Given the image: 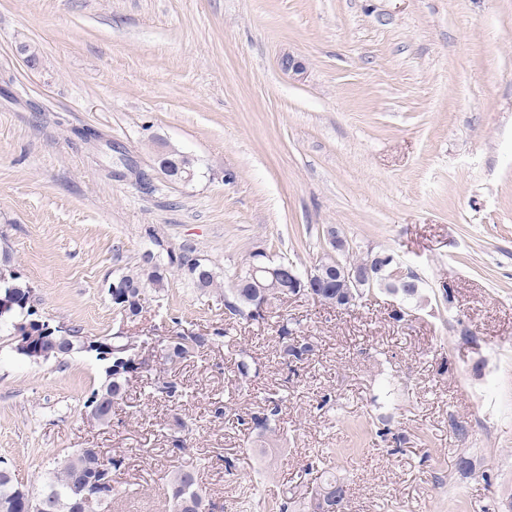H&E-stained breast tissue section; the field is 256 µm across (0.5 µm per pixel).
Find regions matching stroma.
Returning <instances> with one entry per match:
<instances>
[{"instance_id": "stroma-1", "label": "stroma", "mask_w": 512, "mask_h": 512, "mask_svg": "<svg viewBox=\"0 0 512 512\" xmlns=\"http://www.w3.org/2000/svg\"><path fill=\"white\" fill-rule=\"evenodd\" d=\"M162 142L194 159L192 182L163 174ZM332 227L414 271L421 303L303 295L225 321L250 253L304 271ZM158 241L199 251L220 285L172 273L123 319L108 285ZM5 252L42 319L86 336L231 328L173 367L180 400L141 372L106 426L86 408L93 354L36 363L0 335V460L21 483L97 448L123 460L110 512H169L189 462L224 512H310L326 463L345 512H496L512 494V0H0ZM285 318L313 347L292 369ZM271 393L275 431L235 423Z\"/></svg>"}]
</instances>
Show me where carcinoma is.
<instances>
[{"mask_svg": "<svg viewBox=\"0 0 512 512\" xmlns=\"http://www.w3.org/2000/svg\"><path fill=\"white\" fill-rule=\"evenodd\" d=\"M266 260L268 255L262 251L250 255L239 272L234 274V280L224 289V308L229 310V318L262 323L267 319L268 309L257 308L260 297L264 294L269 295L270 303L273 304L289 296L286 282L275 285L270 279H252L251 263ZM196 261L198 258L190 249L178 254L169 251L164 257H155L153 271L147 273L140 266L135 271L121 274L112 285L116 287L117 292H128L132 297L145 295L150 290L157 294L164 291L168 281L167 274L174 268L201 291L218 287L216 272L209 265L203 263L200 270L188 272V267ZM318 264L320 276L324 280L323 287L320 288L321 303L345 309L356 305L370 293L368 288L349 291L336 287V262L325 257L320 259ZM9 289L17 295L18 303L4 312L0 311V331L7 332L12 339L11 345L14 346L16 330L33 315L27 302H35L36 296L30 288V282L21 277L16 278L9 287H0L2 292ZM224 336V328L214 330L211 335L181 334V342L173 348L167 347V340L164 339L160 344L161 360L166 363L183 360ZM55 340L56 345L42 347V353L34 355V358L47 361L83 350L84 336L81 329L76 326L67 327V335L58 334ZM237 369L240 379L244 382L250 380L251 374L257 373V364L244 349L238 350ZM127 383L128 379L123 376L108 373L100 387L91 392V396L97 398L102 423H110L112 406L123 399ZM156 391L172 400L182 397V389L176 379L165 373L158 375ZM266 402V412L253 416V419L262 421L265 432L279 415V400L269 397ZM121 465V460L101 457L91 448L78 449L56 461L48 472L39 476L41 485L36 493L18 482L10 467L0 465V512H110L112 498L118 494V487L111 488L106 484L98 487L97 496L89 506L74 496V488L79 484L87 485L93 480L98 482L104 474L113 482ZM347 491V485L329 472L324 475L318 486V500L342 507ZM167 495L173 512H209V500L200 486L196 467L191 464L181 466L171 474Z\"/></svg>", "mask_w": 512, "mask_h": 512, "instance_id": "1", "label": "carcinoma"}]
</instances>
